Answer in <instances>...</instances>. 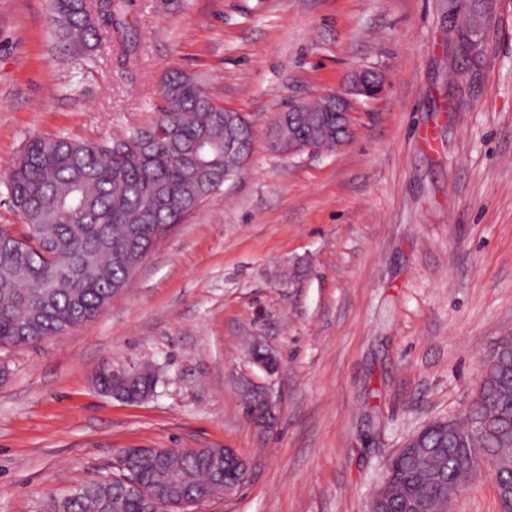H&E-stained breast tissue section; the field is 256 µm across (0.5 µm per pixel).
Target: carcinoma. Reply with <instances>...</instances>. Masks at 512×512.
<instances>
[{
	"mask_svg": "<svg viewBox=\"0 0 512 512\" xmlns=\"http://www.w3.org/2000/svg\"><path fill=\"white\" fill-rule=\"evenodd\" d=\"M58 37L88 48L119 46L130 66L137 53L126 13L130 0H49ZM150 121L110 141L62 135L30 138L7 177L9 203L27 235L0 225V345L30 344L93 321L159 239L242 168L224 151L228 109L205 82L179 71L164 75ZM329 149L336 116L323 101L289 112L278 132ZM244 408L265 412L264 396L242 385ZM418 447L391 463V493L368 512H440L448 489L471 477L478 460L512 448V336L499 339L486 379L464 417L418 434ZM164 465L179 484L170 509L194 501L203 487L218 496L224 475L198 457L170 449ZM159 480L150 454L134 472L94 481L55 501L51 512H148L146 494Z\"/></svg>",
	"mask_w": 512,
	"mask_h": 512,
	"instance_id": "carcinoma-1",
	"label": "carcinoma"
}]
</instances>
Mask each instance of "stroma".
Here are the masks:
<instances>
[{"label":"stroma","instance_id":"35a3bbf8","mask_svg":"<svg viewBox=\"0 0 512 512\" xmlns=\"http://www.w3.org/2000/svg\"><path fill=\"white\" fill-rule=\"evenodd\" d=\"M445 0H134V68L60 48L48 0H0V224L25 141H103L149 120L161 78L202 76L245 114L239 175L163 237L93 321L0 346V512L118 476L125 448H233L248 481L192 512H365L389 458L462 416L487 352L512 335V0H486L478 67L449 44ZM373 68L341 148L283 157L265 134L292 104ZM279 360L249 362L254 343ZM153 366L148 398L99 391ZM271 381L256 431L239 379ZM449 512H499L480 472ZM139 374V369H131V370H112V375L109 373H102L98 378V384L101 389L106 392L112 394L113 397H117L120 399L129 400L125 396H120L117 393H112V378L118 381L121 385H127L131 381H133Z\"/></svg>","mask_w":512,"mask_h":512}]
</instances>
